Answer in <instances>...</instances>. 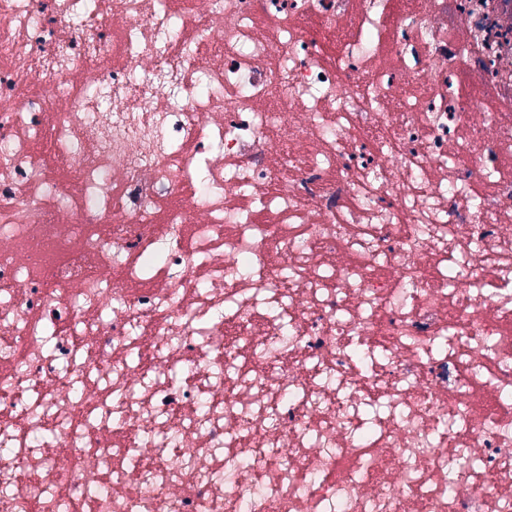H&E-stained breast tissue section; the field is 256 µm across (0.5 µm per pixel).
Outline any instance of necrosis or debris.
Instances as JSON below:
<instances>
[{
	"instance_id": "obj_1",
	"label": "necrosis or debris",
	"mask_w": 512,
	"mask_h": 512,
	"mask_svg": "<svg viewBox=\"0 0 512 512\" xmlns=\"http://www.w3.org/2000/svg\"><path fill=\"white\" fill-rule=\"evenodd\" d=\"M0 512H512V0H0Z\"/></svg>"
}]
</instances>
